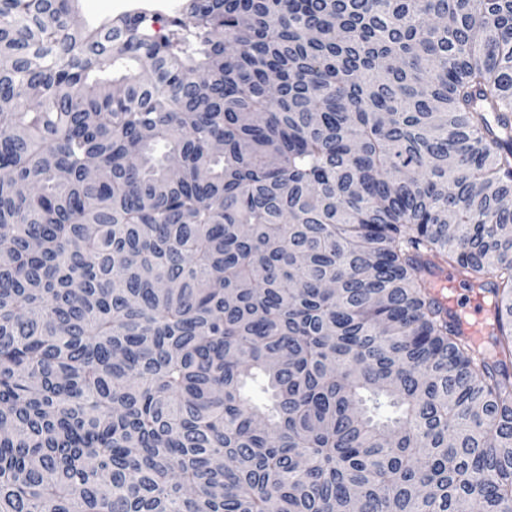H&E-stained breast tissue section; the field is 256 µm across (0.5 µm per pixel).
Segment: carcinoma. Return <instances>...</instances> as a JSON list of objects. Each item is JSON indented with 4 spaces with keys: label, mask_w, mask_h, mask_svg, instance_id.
<instances>
[{
    "label": "carcinoma",
    "mask_w": 512,
    "mask_h": 512,
    "mask_svg": "<svg viewBox=\"0 0 512 512\" xmlns=\"http://www.w3.org/2000/svg\"><path fill=\"white\" fill-rule=\"evenodd\" d=\"M175 26L0 0V512H512V0ZM448 275L454 276L451 269H448ZM440 276L433 280V290L439 302L447 308L454 316V319L461 330L472 338L476 345L482 344L487 331L486 325L479 323H471L466 316L463 307L471 315L473 319H481L487 309V304L483 300L480 293L471 291L468 288L459 286L456 288L457 279L449 276ZM449 279V280H448ZM451 280V281H450ZM457 291V294H456ZM455 294L457 300L455 298ZM457 301L459 305L457 304Z\"/></svg>",
    "instance_id": "cac0c4a2"
}]
</instances>
